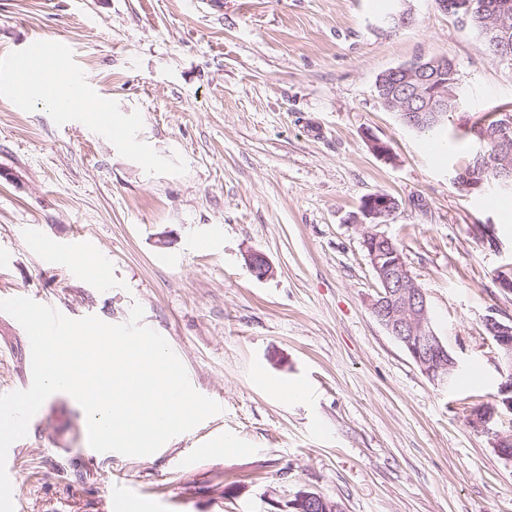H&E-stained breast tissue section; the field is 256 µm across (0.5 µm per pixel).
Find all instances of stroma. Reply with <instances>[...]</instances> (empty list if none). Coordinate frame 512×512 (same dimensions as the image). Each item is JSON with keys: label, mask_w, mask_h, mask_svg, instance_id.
Returning <instances> with one entry per match:
<instances>
[{"label": "stroma", "mask_w": 512, "mask_h": 512, "mask_svg": "<svg viewBox=\"0 0 512 512\" xmlns=\"http://www.w3.org/2000/svg\"><path fill=\"white\" fill-rule=\"evenodd\" d=\"M0 0V55L71 45L104 119L61 121L0 95V299L119 324L133 305L223 407L151 457L94 456L86 415L54 396L15 450L16 512H111L108 485L156 512H289L308 490L343 512H512V462L467 422L499 380L486 317L512 319V195L453 182L466 131L512 107V62L494 58L436 0ZM445 55L462 102L445 154L379 99L383 71ZM147 154L121 151L113 120ZM392 148L378 158L366 137ZM400 207L394 239L432 323L464 372L425 376L370 309L379 283L360 206ZM41 229L42 250L28 243ZM81 244L77 276L53 248ZM263 253L274 274L254 277ZM25 332L0 312V395L28 377ZM212 457L182 471L200 442Z\"/></svg>", "instance_id": "1"}]
</instances>
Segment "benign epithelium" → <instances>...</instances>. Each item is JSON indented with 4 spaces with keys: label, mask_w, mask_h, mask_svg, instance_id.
Returning a JSON list of instances; mask_svg holds the SVG:
<instances>
[{
    "label": "benign epithelium",
    "mask_w": 512,
    "mask_h": 512,
    "mask_svg": "<svg viewBox=\"0 0 512 512\" xmlns=\"http://www.w3.org/2000/svg\"><path fill=\"white\" fill-rule=\"evenodd\" d=\"M446 66L448 62L445 59L433 57L428 61L419 59L417 70L404 67L393 69V73L402 75L405 87L403 108L406 111H413L415 106L427 109L435 101L438 102L439 110L448 111V90L441 83L433 84V80ZM367 141L377 157L391 161L392 151L386 142L371 134L367 136ZM396 211L391 197L381 193L368 196L361 204L363 247L367 250V257L380 287L384 288L371 300L370 309L421 372L432 381L442 384L448 381L449 374L457 368L458 360L445 350L434 331L425 292L412 277L397 248L379 251L372 246V241L384 239L386 235L374 231L370 225L388 222ZM246 265L260 279L269 277L273 272L267 257L260 252L247 255ZM484 325L492 335L498 358L502 362L498 369L503 377L500 394L504 398L499 400V404L506 411L512 412V320L503 321L489 316ZM499 416L501 413L494 407L481 417L471 418V428L477 432L493 433L492 447L499 456L511 460L512 455L505 452L504 448L512 444V438L499 431H492ZM288 507L293 512H311L317 507L325 512H336V506L327 505L316 493L307 490L298 491Z\"/></svg>",
    "instance_id": "obj_1"
}]
</instances>
